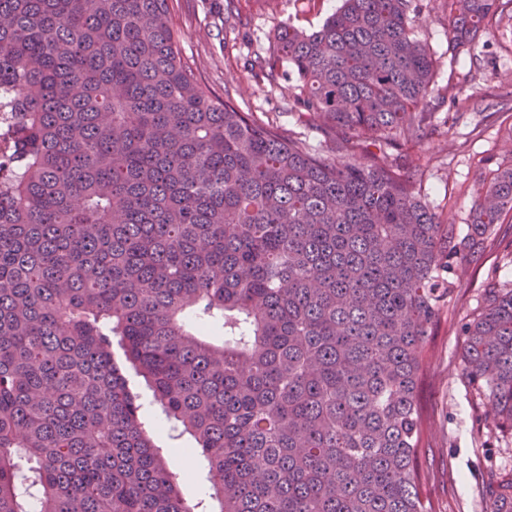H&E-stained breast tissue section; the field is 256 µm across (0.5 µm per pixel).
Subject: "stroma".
<instances>
[{
  "label": "stroma",
  "mask_w": 512,
  "mask_h": 512,
  "mask_svg": "<svg viewBox=\"0 0 512 512\" xmlns=\"http://www.w3.org/2000/svg\"><path fill=\"white\" fill-rule=\"evenodd\" d=\"M442 0H421L412 17L419 39L437 59L429 96L433 130L424 142L399 153V162L425 173L423 197L443 223L458 235L467 232L469 211L479 183L499 162L512 160V45L499 47L482 34L470 52L452 56ZM340 0H173L171 22L179 35L178 51L197 76L202 91L231 100L261 122L273 123L285 136H303L324 156L328 141L317 131L312 114H300L287 75L256 78L274 31L293 24L317 27ZM465 84L486 103L485 111L449 108L448 84ZM512 281L496 247H489L476 270L448 299L430 353L420 400L427 420L421 467L424 489L435 512H486L498 483L512 480V444L491 427L490 409L473 397L462 381L458 356L461 338L454 323L476 307L488 278Z\"/></svg>",
  "instance_id": "stroma-1"
}]
</instances>
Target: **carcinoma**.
Here are the masks:
<instances>
[{
  "instance_id": "obj_1",
  "label": "carcinoma",
  "mask_w": 512,
  "mask_h": 512,
  "mask_svg": "<svg viewBox=\"0 0 512 512\" xmlns=\"http://www.w3.org/2000/svg\"><path fill=\"white\" fill-rule=\"evenodd\" d=\"M420 0H342L259 59L336 157L207 96L170 0H0V512H198L112 355L203 457L218 512H432L426 347L512 212L497 165L468 234L393 162L431 113ZM470 51L512 0H444ZM370 143V162L346 154ZM463 377L512 439V285L458 321ZM222 331L219 341L211 329Z\"/></svg>"
}]
</instances>
